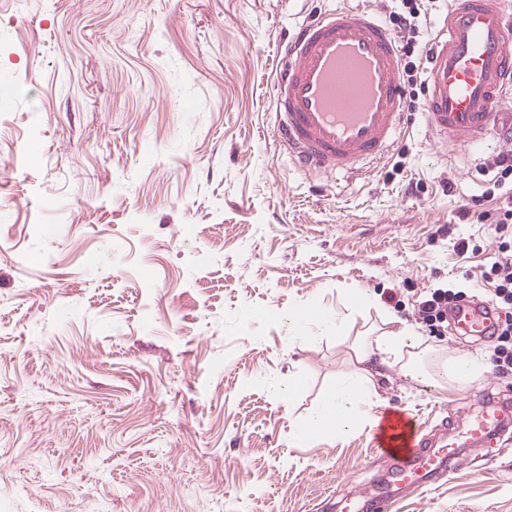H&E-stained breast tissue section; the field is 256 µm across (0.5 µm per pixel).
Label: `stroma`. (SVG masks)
I'll list each match as a JSON object with an SVG mask.
<instances>
[{"label":"stroma","mask_w":512,"mask_h":512,"mask_svg":"<svg viewBox=\"0 0 512 512\" xmlns=\"http://www.w3.org/2000/svg\"><path fill=\"white\" fill-rule=\"evenodd\" d=\"M389 0H0V512H341L384 462L372 422L304 440L299 417L350 368V340L310 346L282 318L376 300L349 332L411 328L482 366L485 342L429 332L427 289L469 291L491 235L490 143L440 145L423 105L370 175H314L275 146L280 44L346 7ZM479 247L468 260L459 240ZM300 383L288 404L276 383ZM470 389L400 366L373 415L419 435L454 422ZM392 512H512V430Z\"/></svg>","instance_id":"obj_1"}]
</instances>
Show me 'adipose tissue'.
<instances>
[{"label":"adipose tissue","mask_w":512,"mask_h":512,"mask_svg":"<svg viewBox=\"0 0 512 512\" xmlns=\"http://www.w3.org/2000/svg\"><path fill=\"white\" fill-rule=\"evenodd\" d=\"M288 330L303 344L314 345L332 336L345 337L347 327L344 316H333L323 310L316 319L308 320L295 309L288 314ZM350 349L351 370L327 391L320 405L311 408L299 421V436H313L329 428L340 438L356 432L373 404L375 374L371 361L374 355L384 354L401 361L406 375L419 383L432 387L442 384L439 374L427 368L428 352L420 348L410 330L385 331L372 338L357 336Z\"/></svg>","instance_id":"1"}]
</instances>
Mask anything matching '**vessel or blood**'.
Returning <instances> with one entry per match:
<instances>
[{
	"label": "vessel or blood",
	"instance_id": "b4317fda",
	"mask_svg": "<svg viewBox=\"0 0 512 512\" xmlns=\"http://www.w3.org/2000/svg\"><path fill=\"white\" fill-rule=\"evenodd\" d=\"M273 87L278 146L309 173L365 176L401 137L408 114L392 32L369 10L340 9L305 24L281 48ZM425 113L434 135L462 151L501 138L500 108L512 85V0H452L430 50ZM468 336L485 338L494 314L465 302L450 316ZM454 434L421 438L398 451L408 421L385 413L373 437L389 478L380 493L339 491L351 512H390L401 489L425 487L462 462L461 451L512 428V404L481 397Z\"/></svg>",
	"mask_w": 512,
	"mask_h": 512
}]
</instances>
